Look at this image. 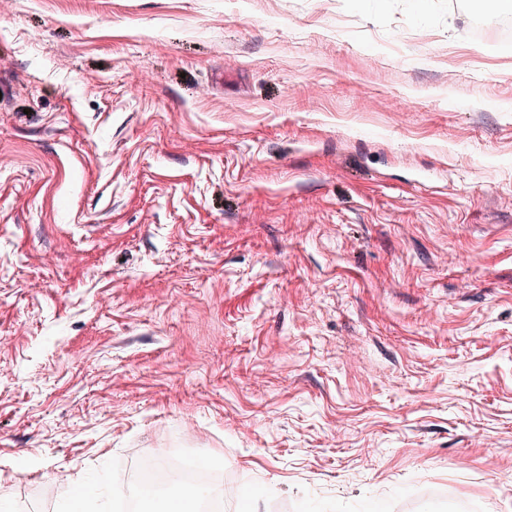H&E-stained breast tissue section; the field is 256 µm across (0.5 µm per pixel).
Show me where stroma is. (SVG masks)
Segmentation results:
<instances>
[{
	"label": "stroma",
	"instance_id": "35a3bbf8",
	"mask_svg": "<svg viewBox=\"0 0 512 512\" xmlns=\"http://www.w3.org/2000/svg\"><path fill=\"white\" fill-rule=\"evenodd\" d=\"M1 158L0 512L169 456L252 512H512L481 7L7 0Z\"/></svg>",
	"mask_w": 512,
	"mask_h": 512
}]
</instances>
